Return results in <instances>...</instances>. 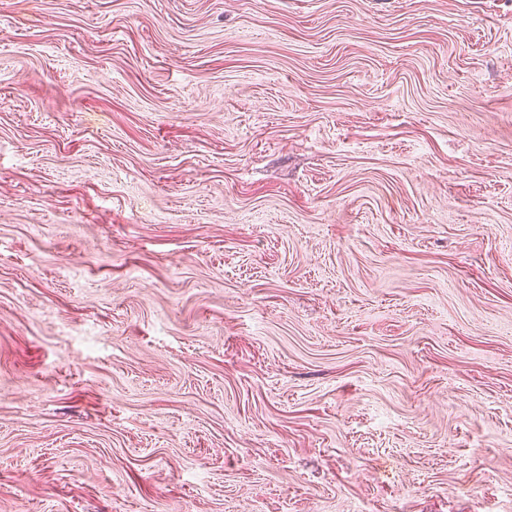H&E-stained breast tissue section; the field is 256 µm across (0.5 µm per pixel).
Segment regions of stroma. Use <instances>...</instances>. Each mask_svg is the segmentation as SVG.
Listing matches in <instances>:
<instances>
[{"instance_id": "obj_1", "label": "stroma", "mask_w": 512, "mask_h": 512, "mask_svg": "<svg viewBox=\"0 0 512 512\" xmlns=\"http://www.w3.org/2000/svg\"><path fill=\"white\" fill-rule=\"evenodd\" d=\"M0 512H512V0H0Z\"/></svg>"}]
</instances>
